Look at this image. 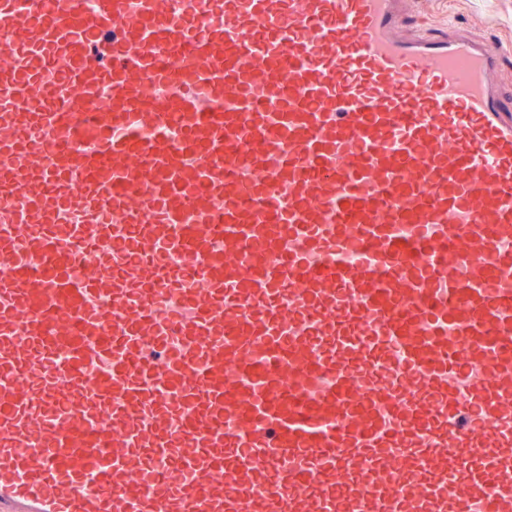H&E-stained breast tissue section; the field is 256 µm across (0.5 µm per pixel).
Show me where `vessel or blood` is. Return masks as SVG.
Returning <instances> with one entry per match:
<instances>
[{
  "instance_id": "obj_1",
  "label": "vessel or blood",
  "mask_w": 512,
  "mask_h": 512,
  "mask_svg": "<svg viewBox=\"0 0 512 512\" xmlns=\"http://www.w3.org/2000/svg\"><path fill=\"white\" fill-rule=\"evenodd\" d=\"M405 13L0 0V512H512V95Z\"/></svg>"
}]
</instances>
